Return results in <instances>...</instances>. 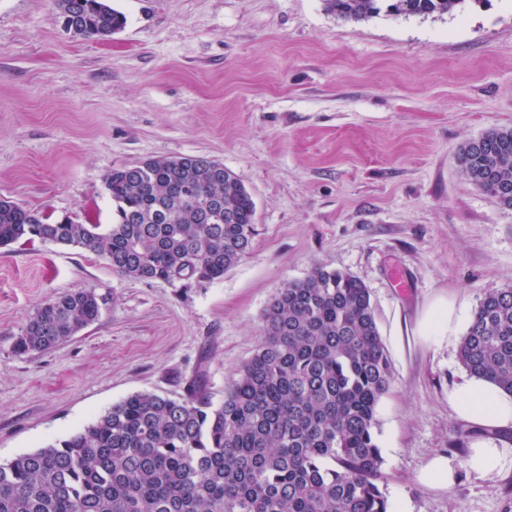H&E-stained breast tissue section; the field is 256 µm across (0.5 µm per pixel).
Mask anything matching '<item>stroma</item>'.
Masks as SVG:
<instances>
[{"label":"stroma","instance_id":"35a3bbf8","mask_svg":"<svg viewBox=\"0 0 512 512\" xmlns=\"http://www.w3.org/2000/svg\"><path fill=\"white\" fill-rule=\"evenodd\" d=\"M106 40L67 32L53 0H0V199L112 223L106 174L155 157L224 163L256 204L223 279L132 281L80 248L0 247V463L64 439L135 393L202 384L213 401L261 342V316L315 265L369 289L393 382L374 429L389 506L512 512V473L462 463L488 430L448 392L458 342L423 336L440 300L473 316L512 286V209L471 185L465 143L512 127V0L345 22L324 0H110ZM407 288H398L394 271ZM94 290L98 320L57 347L13 344L47 298ZM459 462L447 491L414 475Z\"/></svg>","mask_w":512,"mask_h":512}]
</instances>
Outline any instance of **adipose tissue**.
Returning <instances> with one entry per match:
<instances>
[{
  "mask_svg": "<svg viewBox=\"0 0 512 512\" xmlns=\"http://www.w3.org/2000/svg\"><path fill=\"white\" fill-rule=\"evenodd\" d=\"M448 403L461 420L496 428L512 426V395L490 382L471 378L454 386ZM479 477L492 479L512 472V442L484 437L473 443L464 463L445 455L431 457L418 471L417 479L434 490L450 489L459 466Z\"/></svg>",
  "mask_w": 512,
  "mask_h": 512,
  "instance_id": "obj_1",
  "label": "adipose tissue"
}]
</instances>
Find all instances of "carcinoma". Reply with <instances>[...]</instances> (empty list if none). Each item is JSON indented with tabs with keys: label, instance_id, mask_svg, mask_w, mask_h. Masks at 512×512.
<instances>
[{
	"label": "carcinoma",
	"instance_id": "1",
	"mask_svg": "<svg viewBox=\"0 0 512 512\" xmlns=\"http://www.w3.org/2000/svg\"><path fill=\"white\" fill-rule=\"evenodd\" d=\"M343 20L382 12L448 14L466 0H324ZM81 37L104 40L126 17L108 0H55ZM465 178L512 208V129L464 144ZM106 230L0 200V245L78 247L130 280H216L250 249L256 206L224 163L148 158L109 171ZM92 290L41 303L14 343L48 351L100 315ZM469 375L512 395V286L489 293L463 335ZM393 381L369 289L316 266L283 285L262 340L218 403L198 385L180 397L135 393L68 438L0 463V512H388L376 407Z\"/></svg>",
	"mask_w": 512,
	"mask_h": 512
}]
</instances>
